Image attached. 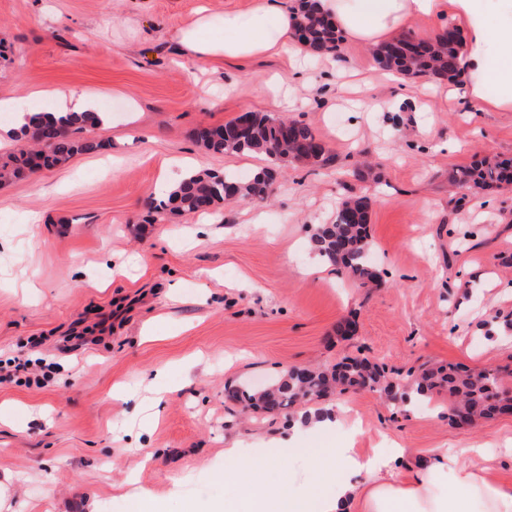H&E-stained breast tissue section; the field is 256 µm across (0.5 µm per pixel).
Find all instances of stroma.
<instances>
[{
	"label": "stroma",
	"mask_w": 512,
	"mask_h": 512,
	"mask_svg": "<svg viewBox=\"0 0 512 512\" xmlns=\"http://www.w3.org/2000/svg\"><path fill=\"white\" fill-rule=\"evenodd\" d=\"M252 3L0 0V97L72 88L111 114L87 132L103 150L0 184V512H134L121 490L131 477L164 512H209L244 482L287 488L284 466L225 468L234 441L399 447L407 474L433 449L512 438V413L449 423L444 392L395 406L351 388L303 406L332 409L336 426L298 433L226 398L283 368L347 357L402 372H512V184L463 200L448 188L459 168L512 158V112L445 102L429 77L388 82L369 48L347 41L340 78L285 54L190 60L179 32L200 8ZM273 78L294 85L288 119L311 125L333 162L280 164L271 203H222L208 223L155 214L174 161L241 177L268 166L260 154L206 152L193 132L273 113ZM345 82L352 92L338 94ZM350 195L370 200L375 288L328 266L310 272V226L333 222ZM346 322L353 334L339 335ZM74 331L89 344L62 349ZM23 349L53 364L43 384L13 377L8 361ZM205 460L212 474L199 473Z\"/></svg>",
	"instance_id": "stroma-1"
}]
</instances>
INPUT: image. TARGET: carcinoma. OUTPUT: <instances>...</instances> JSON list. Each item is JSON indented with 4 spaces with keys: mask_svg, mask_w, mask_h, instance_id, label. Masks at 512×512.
Listing matches in <instances>:
<instances>
[{
    "mask_svg": "<svg viewBox=\"0 0 512 512\" xmlns=\"http://www.w3.org/2000/svg\"><path fill=\"white\" fill-rule=\"evenodd\" d=\"M302 38L316 54L335 52L343 37L333 23L314 9L312 0L300 5ZM404 38H396L373 50L376 62L384 69L396 70L407 76H433L452 81L457 77L461 40L447 41L439 36L421 40L420 49L404 51L399 45ZM99 124L94 112H84L78 118L65 117L47 120L42 113L30 118L21 135L34 141L30 152L11 153L0 159V180L20 178L41 168L66 164L78 152L97 151L103 144L92 139L78 140L75 134ZM193 137L205 150L216 154L265 155L270 166L242 181L233 175L198 171L183 179L167 197L152 206L159 214L173 206L184 212L197 213L200 206L209 207L238 198L248 202H265L272 192L275 167L281 162L323 167L333 161L325 143L311 126L299 121L290 125L267 113H251L250 134L241 140L229 133L210 135L207 127L197 128ZM450 183L467 188L472 185L493 188L512 183V159L490 163L483 161L458 170ZM369 199L349 196L339 206L336 221L317 224L311 228L313 252L321 261L338 271L358 279L362 285L379 280L371 264L372 241L368 232ZM499 373L482 371L468 373L448 365L426 370L414 379L388 378L384 370L366 359L351 358L330 370L291 367L282 370L263 390L247 387L228 390V397L252 410L291 416L302 401L321 398L339 388L367 386L395 402L408 404L411 400L429 401L434 393L448 391V421L465 413L468 421L499 413L490 401L498 392Z\"/></svg>",
    "mask_w": 512,
    "mask_h": 512,
    "instance_id": "1",
    "label": "carcinoma"
}]
</instances>
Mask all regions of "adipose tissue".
Segmentation results:
<instances>
[{
    "mask_svg": "<svg viewBox=\"0 0 512 512\" xmlns=\"http://www.w3.org/2000/svg\"><path fill=\"white\" fill-rule=\"evenodd\" d=\"M317 5L347 39L368 47L391 40L417 20L450 18L465 28L467 40L461 81L448 84V99L461 92L478 110L512 112V0H317ZM297 20L283 0H255L245 11L201 13L179 37L199 64L215 57L279 53L306 58L310 52L296 36ZM284 458L308 469L324 462L335 470L336 490L319 512H512V484L489 477L490 450L482 446L463 456L436 450L429 463L407 477L397 471L393 456L378 450L363 454L348 443L307 453L292 448ZM284 458L236 442L224 450L228 466L265 467ZM239 494L246 512L311 508L302 480L284 498L257 485L240 487Z\"/></svg>",
    "mask_w": 512,
    "mask_h": 512,
    "instance_id": "ef3b65f1",
    "label": "adipose tissue"
}]
</instances>
